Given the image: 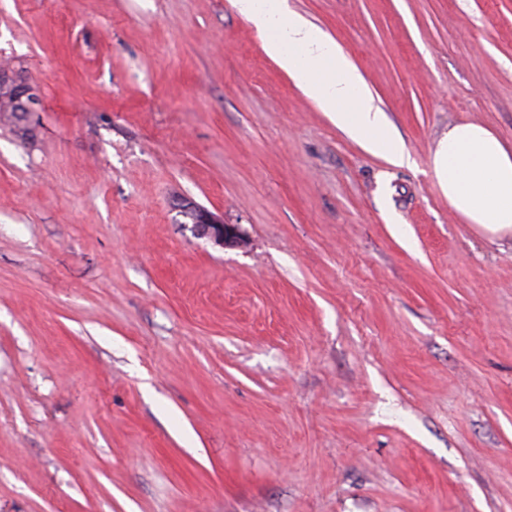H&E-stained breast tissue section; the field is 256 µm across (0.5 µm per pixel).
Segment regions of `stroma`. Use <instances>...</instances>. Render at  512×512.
<instances>
[{"label":"stroma","mask_w":512,"mask_h":512,"mask_svg":"<svg viewBox=\"0 0 512 512\" xmlns=\"http://www.w3.org/2000/svg\"><path fill=\"white\" fill-rule=\"evenodd\" d=\"M288 5L408 165L232 0H0V512H512V238L432 170L452 123L512 148V0ZM0 101L3 109L14 112L18 118H25L30 112H36L38 99L31 88L11 74L8 68H0ZM183 215L190 220L191 224H194L192 210L183 212ZM193 227L198 234L213 238L221 245L231 244L235 239V232L232 228L216 220L212 214L202 208L198 209L197 224H194Z\"/></svg>","instance_id":"stroma-1"}]
</instances>
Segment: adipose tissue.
I'll use <instances>...</instances> for the list:
<instances>
[{"mask_svg": "<svg viewBox=\"0 0 512 512\" xmlns=\"http://www.w3.org/2000/svg\"><path fill=\"white\" fill-rule=\"evenodd\" d=\"M433 172L450 207L482 234L512 235V150L486 126L449 125L435 144Z\"/></svg>", "mask_w": 512, "mask_h": 512, "instance_id": "1", "label": "adipose tissue"}]
</instances>
